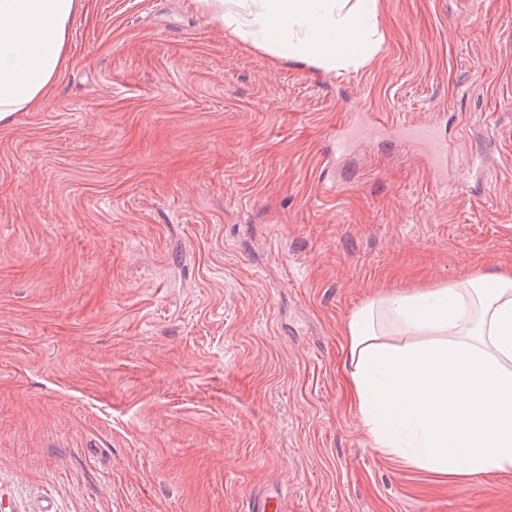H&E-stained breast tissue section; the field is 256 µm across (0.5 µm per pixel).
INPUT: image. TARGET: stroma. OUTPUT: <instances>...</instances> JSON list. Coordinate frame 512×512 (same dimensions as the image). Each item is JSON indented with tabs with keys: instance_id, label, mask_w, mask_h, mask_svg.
<instances>
[{
	"instance_id": "stroma-1",
	"label": "stroma",
	"mask_w": 512,
	"mask_h": 512,
	"mask_svg": "<svg viewBox=\"0 0 512 512\" xmlns=\"http://www.w3.org/2000/svg\"><path fill=\"white\" fill-rule=\"evenodd\" d=\"M381 24L335 79L196 0H85L42 104L0 126L10 512H240L269 488L287 512H512V471L372 447L343 371L376 293L512 268V0H383ZM359 110L440 119L447 194L385 139L337 161Z\"/></svg>"
}]
</instances>
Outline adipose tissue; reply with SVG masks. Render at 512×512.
<instances>
[{
	"label": "adipose tissue",
	"mask_w": 512,
	"mask_h": 512,
	"mask_svg": "<svg viewBox=\"0 0 512 512\" xmlns=\"http://www.w3.org/2000/svg\"><path fill=\"white\" fill-rule=\"evenodd\" d=\"M85 0H0V122L37 108ZM228 35L340 77L384 41L382 0H197ZM346 368L374 447L442 473L512 470V269L382 292L350 317Z\"/></svg>",
	"instance_id": "obj_1"
}]
</instances>
